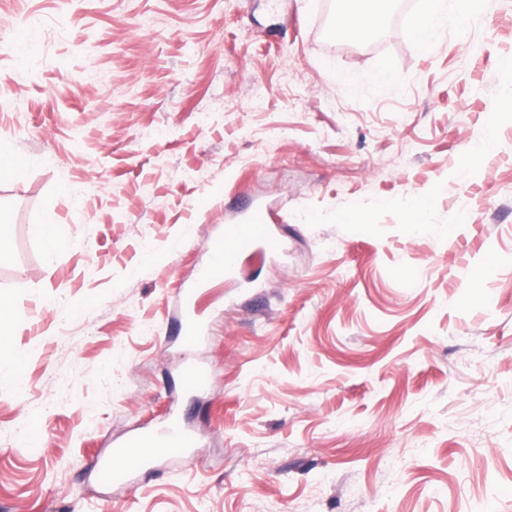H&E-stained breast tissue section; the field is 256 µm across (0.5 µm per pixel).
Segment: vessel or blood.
I'll use <instances>...</instances> for the list:
<instances>
[{
	"mask_svg": "<svg viewBox=\"0 0 512 512\" xmlns=\"http://www.w3.org/2000/svg\"><path fill=\"white\" fill-rule=\"evenodd\" d=\"M281 244V238L272 231L269 213L259 207L250 209L238 223L225 225L223 237L206 244L205 262L199 266L194 278L178 290L181 317L176 321L174 331L183 349L190 354L180 372L181 392H205L212 381L209 367L191 357L210 333L209 325L201 318L195 305L199 290L234 275L242 253L256 247L273 251ZM199 442V434L186 428L178 417L172 415L162 425L124 436L107 456L94 460L93 475L105 487L123 488L150 465L180 459Z\"/></svg>",
	"mask_w": 512,
	"mask_h": 512,
	"instance_id": "1",
	"label": "vessel or blood"
}]
</instances>
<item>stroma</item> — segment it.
Masks as SVG:
<instances>
[{"instance_id":"stroma-1","label":"stroma","mask_w":512,"mask_h":512,"mask_svg":"<svg viewBox=\"0 0 512 512\" xmlns=\"http://www.w3.org/2000/svg\"><path fill=\"white\" fill-rule=\"evenodd\" d=\"M383 9L344 40L336 0H0V358L26 381L0 392V512H512V0L428 50ZM427 195L425 223L397 207ZM244 201L285 249L202 288L212 385L183 395L176 290ZM171 411L201 448L89 475ZM38 47V29L27 26L18 30L14 37V58L17 69H24L34 58Z\"/></svg>"}]
</instances>
